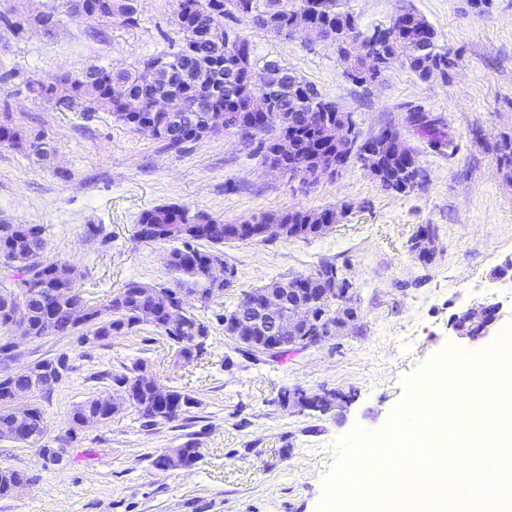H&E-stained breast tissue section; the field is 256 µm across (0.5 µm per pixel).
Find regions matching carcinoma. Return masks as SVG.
<instances>
[{
  "label": "carcinoma",
  "mask_w": 512,
  "mask_h": 512,
  "mask_svg": "<svg viewBox=\"0 0 512 512\" xmlns=\"http://www.w3.org/2000/svg\"><path fill=\"white\" fill-rule=\"evenodd\" d=\"M198 9H188L183 22L177 25L181 34L178 48L172 52L144 59L132 70L109 72L98 68L99 79L83 86L74 93L68 84L69 75L61 76L53 85L31 86L38 97L54 103L57 107L70 110L79 107L84 112L99 109L112 114L115 121L136 129L139 122L147 119L143 105V93L158 92L166 95H179L192 105L186 112H180L168 131L159 140L169 150H181L184 145L214 134V129L224 128V115L232 113L238 121L256 128V134L278 131L286 133L294 141L306 144L318 135L316 118L325 112V99L313 85H308L309 95L303 96L294 88L296 76L288 67H282L284 79L256 90L245 80L247 70L256 66L254 50H249L245 59L239 60L229 54L225 45L199 44L194 40V32L200 25L210 21L211 12H218L224 20L241 22L246 20L255 27L278 37H292L290 21L292 13L304 7L309 0H197ZM398 28L393 45L382 48L386 54L394 56L399 64L415 73L420 79L432 77L433 67L448 68V48L436 39L425 45L420 44L417 30L421 28L433 33L435 29L421 16L406 12L397 16ZM319 22L326 35L336 38L344 32H360L356 18L348 9L346 0H323V11ZM193 58L200 67L219 72L224 81L215 85L197 86L186 80L177 81L170 75L171 67ZM421 129L429 137V144L440 150L452 147L451 137L439 132L435 124L419 121ZM307 156L294 153L280 160L285 172L296 174L306 165ZM412 181L402 183L381 182L382 187L395 192L413 188L423 177V169L418 160H413ZM334 209L295 210L277 214H260L249 220L251 224H328ZM220 220L205 213H191L179 205L153 207L143 211L137 225L155 224L156 236L150 242H172L175 247L169 251L168 268L176 274L174 287L165 291L172 299L184 288L193 286L197 280L210 273L212 267L225 270L228 279H233L234 269L224 265V260L215 253L198 247L205 241L220 245L226 241L222 235L211 233L208 226ZM46 245L45 227L29 224L16 231L6 240H0V293H19L29 299L30 317L28 332L36 339L45 336H76L85 342L84 332L100 338L122 336L140 326L138 313L155 307L154 296L148 292V285L141 282H128L102 308L87 306L83 297L71 293L70 287L55 282L52 275L53 261H48L40 269L25 265L32 249H42ZM186 330L182 335H172L170 339L180 344L191 341V336L208 335V326L196 315L185 317ZM69 372L67 357L60 355L21 372L0 373V425L11 420L9 399L12 394L35 389L39 393L52 390L51 377L59 378L57 369ZM115 382L133 391L135 409L142 419V426L150 428L160 424L180 420L198 405V400L181 390L174 392L178 408L169 409L143 402L152 397L156 379L140 373V365H135L125 373L115 376ZM102 398L95 397L76 405L70 414L71 423L85 414L100 411ZM27 477L15 468L0 469V497L13 492V486Z\"/></svg>",
  "instance_id": "obj_1"
}]
</instances>
